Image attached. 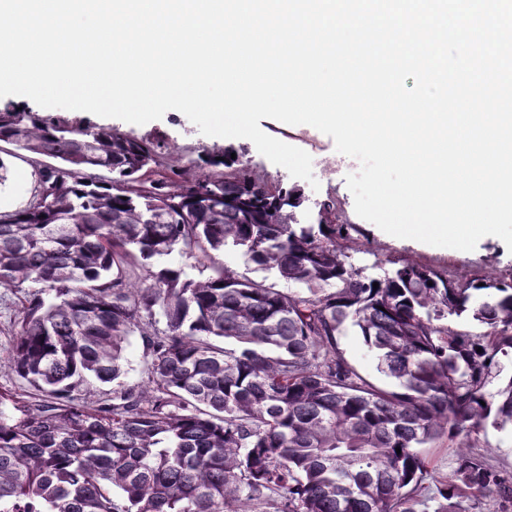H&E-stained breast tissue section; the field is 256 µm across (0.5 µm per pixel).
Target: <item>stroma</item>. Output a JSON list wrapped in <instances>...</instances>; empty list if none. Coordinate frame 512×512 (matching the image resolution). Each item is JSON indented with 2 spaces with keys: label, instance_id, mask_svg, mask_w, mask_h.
<instances>
[{
  "label": "stroma",
  "instance_id": "obj_1",
  "mask_svg": "<svg viewBox=\"0 0 512 512\" xmlns=\"http://www.w3.org/2000/svg\"><path fill=\"white\" fill-rule=\"evenodd\" d=\"M262 130L268 135L306 151L314 160V182L295 181L288 171L273 164L261 155L255 145L244 138L224 139L209 137L180 111H167L162 119L144 125L120 122V129L136 139H151L161 142L166 148L186 151L190 157L222 150L232 146L248 161L256 173L272 181L286 185H299L307 203L300 215L301 221L308 222L316 216V205L327 196L338 198L350 223L359 225L363 231L361 248L354 252L355 266L364 268L371 276H380L405 261L418 262L435 267L447 268L449 273L464 279L479 278L491 274L503 279H512V253L504 242L495 236L479 240L475 250L470 252L430 246L411 239L393 237L374 224L360 219L355 212L354 198L346 184V177L352 173L354 163L335 149L331 137L309 125H288L274 119H261Z\"/></svg>",
  "mask_w": 512,
  "mask_h": 512
}]
</instances>
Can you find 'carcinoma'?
Returning <instances> with one entry per match:
<instances>
[{"instance_id":"1","label":"carcinoma","mask_w":512,"mask_h":512,"mask_svg":"<svg viewBox=\"0 0 512 512\" xmlns=\"http://www.w3.org/2000/svg\"><path fill=\"white\" fill-rule=\"evenodd\" d=\"M0 143L34 175L0 207L24 383L0 391V512H512V471L473 451L486 424L512 426V378L490 389L512 356L511 280L414 262L368 276L336 197L302 223L301 190L231 148L201 166L10 104ZM229 247L296 289L217 262ZM176 254L212 273L154 268ZM347 325L389 385L347 360ZM135 333L148 377L127 386ZM443 442L440 476L423 449Z\"/></svg>"}]
</instances>
